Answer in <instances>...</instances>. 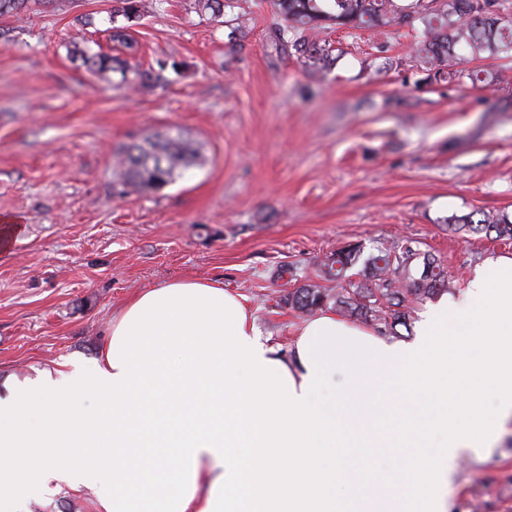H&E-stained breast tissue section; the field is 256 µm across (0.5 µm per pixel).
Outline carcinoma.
I'll list each match as a JSON object with an SVG mask.
<instances>
[{"label":"carcinoma","mask_w":512,"mask_h":512,"mask_svg":"<svg viewBox=\"0 0 512 512\" xmlns=\"http://www.w3.org/2000/svg\"><path fill=\"white\" fill-rule=\"evenodd\" d=\"M108 28L110 40L131 50L134 42L128 26L117 24L122 16L139 18L153 9L150 0H115ZM211 16L220 18L234 0H198ZM279 22L276 30L288 36L298 57L314 65L332 54L329 43L319 38L328 25L363 29L409 25L419 38L400 65L427 72L434 81L480 82L490 90L499 89L501 71L463 67L464 61L480 59L512 61V8L505 0H412L406 7L397 0H276ZM71 60L102 79L118 71L128 81L127 62L90 48H74ZM200 150L181 131L144 137L120 150L122 184L144 193H155L175 182L182 171L196 164ZM459 229L474 234L495 235L512 242V215L474 214L450 219ZM361 257L357 246L340 249L326 257L318 278L347 282V287L331 290L309 281L288 294V304L301 313L334 308L351 319L360 320L381 335L398 334L408 326L413 308L409 299L433 298L451 284L448 267L437 257L422 253L412 242H397L368 257L361 270L363 280H350L349 271Z\"/></svg>","instance_id":"cac0c4a2"}]
</instances>
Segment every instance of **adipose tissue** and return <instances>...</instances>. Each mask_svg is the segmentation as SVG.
Masks as SVG:
<instances>
[{
    "mask_svg": "<svg viewBox=\"0 0 512 512\" xmlns=\"http://www.w3.org/2000/svg\"><path fill=\"white\" fill-rule=\"evenodd\" d=\"M293 352L223 283L135 295L90 362L0 385V512L59 477L96 491L97 512H451L458 459L512 417V257L477 265L414 341L324 310ZM376 448L398 453L394 471L357 463Z\"/></svg>",
    "mask_w": 512,
    "mask_h": 512,
    "instance_id": "ef3b65f1",
    "label": "adipose tissue"
}]
</instances>
